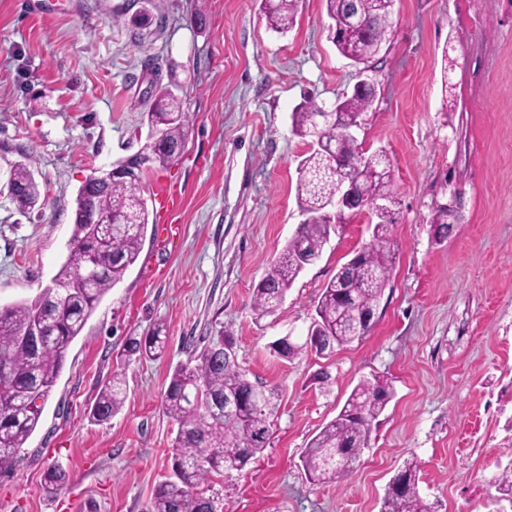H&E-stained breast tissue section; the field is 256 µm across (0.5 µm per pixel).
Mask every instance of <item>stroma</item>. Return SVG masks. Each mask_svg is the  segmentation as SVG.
<instances>
[{"label":"stroma","mask_w":512,"mask_h":512,"mask_svg":"<svg viewBox=\"0 0 512 512\" xmlns=\"http://www.w3.org/2000/svg\"><path fill=\"white\" fill-rule=\"evenodd\" d=\"M260 0H0V170L30 159L45 206L0 194V305L34 300L68 256L85 178L141 149L135 101L174 84L192 123L179 161L145 171L139 258L72 342L37 430L0 477V512H147L172 475L178 424L162 397L175 365L225 333L269 398V436L245 469L203 485L216 512H380L405 459L436 512H512L489 482L512 459V0H395L387 50L367 75L377 99L357 132L391 161L400 204L393 264L369 334L332 354L307 345L324 286L371 238L368 212L339 226L275 315L252 290L303 217L307 140L291 131L309 95L331 104L356 69L332 43L323 0H300L286 33ZM460 216L444 242L437 206ZM163 327L159 360L126 337ZM290 337L297 354L273 356ZM127 396L105 423L88 409L112 373ZM391 382L350 480L314 485L301 456L363 379ZM68 471L44 489L51 466Z\"/></svg>","instance_id":"obj_1"}]
</instances>
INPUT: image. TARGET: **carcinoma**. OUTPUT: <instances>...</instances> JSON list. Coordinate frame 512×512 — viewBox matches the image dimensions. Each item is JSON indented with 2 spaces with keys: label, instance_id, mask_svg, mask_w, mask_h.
I'll return each mask as SVG.
<instances>
[{
  "label": "carcinoma",
  "instance_id": "1",
  "mask_svg": "<svg viewBox=\"0 0 512 512\" xmlns=\"http://www.w3.org/2000/svg\"><path fill=\"white\" fill-rule=\"evenodd\" d=\"M334 27L333 44L344 58L367 65L388 46L394 0H324ZM298 0H273L262 5L268 24L288 31L297 17ZM353 9L364 19L360 29L344 28V17ZM376 99L367 84L353 88L328 106L306 97L291 115L294 135L310 139V149L300 163L297 203L309 221L298 225L267 274L253 289L252 307L259 316L274 313L288 289L305 269L302 255L316 258L330 238L333 225L325 213L336 191V171L360 155L356 138L348 131ZM332 112L316 124V115ZM159 142L144 147L146 159H128L119 165L124 173L105 185L80 187L73 205V232L65 264L53 279L54 297L41 293L31 302L0 306V475L10 472L18 452L39 425L43 405L65 363L70 344L80 335L104 295L121 282L137 262L146 227L148 207L140 203L144 170L164 168L179 159L191 118L180 98L166 87L155 88L153 103L145 113ZM363 174L371 198L386 203L377 213L372 239L355 256L351 266L328 282L317 305L312 338L318 351L361 341L370 331L362 327L366 314L376 309L389 282L392 255L388 226L392 208L399 205L389 160L384 153L363 157ZM7 195L22 213L42 209L41 190L29 164L15 162L9 170ZM459 216L446 208L435 210L430 229L437 240L448 238ZM38 328L39 347L27 341L26 331ZM218 336L204 345L192 361L174 367L164 393V412L178 423L173 442V478L158 484L148 512H215L213 500L198 491L212 474L224 469H244L262 451L269 433L263 405L264 391L251 382L236 359L224 356ZM273 354L287 360L298 349L286 338L270 345ZM128 356L158 360L166 353V337L158 327L148 336H130ZM125 377L112 374L90 407V418L104 423L121 410ZM394 397L388 381H361L336 417L320 428L304 449L302 462L315 484H331L352 477L370 447L372 424ZM235 401L234 411L224 400ZM420 464L408 459L390 480L380 512H434L416 492ZM68 481L66 472L53 467L46 472L45 489L56 492ZM496 490L512 497V461L492 479Z\"/></svg>",
  "mask_w": 512,
  "mask_h": 512
}]
</instances>
